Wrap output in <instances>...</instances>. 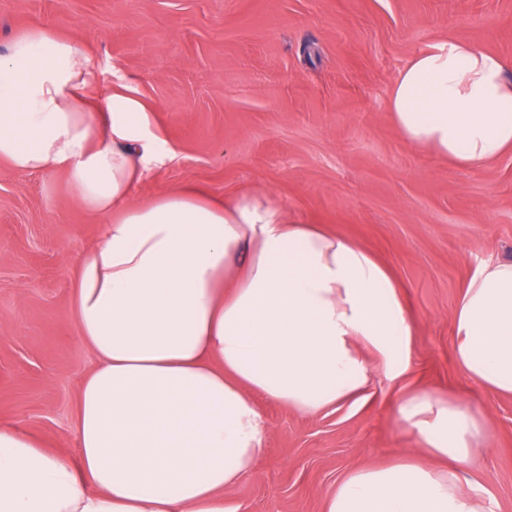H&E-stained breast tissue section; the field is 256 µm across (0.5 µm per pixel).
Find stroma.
<instances>
[{
    "mask_svg": "<svg viewBox=\"0 0 512 512\" xmlns=\"http://www.w3.org/2000/svg\"><path fill=\"white\" fill-rule=\"evenodd\" d=\"M81 41L101 102L120 72L153 110L174 157L133 187L144 201L191 183L216 197L266 190L289 214L369 247L413 318L409 366L365 400L315 416L265 397L261 466L224 494L227 512H324L344 474L418 455L394 418L431 390L480 408L475 477L512 512V395L456 362L453 310L489 260L512 257V151L468 169L408 144L389 108L415 54L451 39L512 65V0H0V55L28 27ZM105 217L64 172L0 161V421L75 458L78 390L95 366L71 292Z\"/></svg>",
    "mask_w": 512,
    "mask_h": 512,
    "instance_id": "1",
    "label": "stroma"
}]
</instances>
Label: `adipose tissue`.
<instances>
[{"label":"adipose tissue","instance_id":"1","mask_svg":"<svg viewBox=\"0 0 512 512\" xmlns=\"http://www.w3.org/2000/svg\"><path fill=\"white\" fill-rule=\"evenodd\" d=\"M92 77L82 43L40 26L0 57V159L65 172L79 205L107 219L71 298L98 359L78 393V458L0 421V512H225V490L264 457L256 396L305 415L361 399L374 369L406 370L413 320L366 246L270 195L185 184L132 201L173 150L131 91L96 117ZM390 112L414 146L462 167L494 160L512 150V67L447 41L398 72ZM453 322L462 370L511 395L512 259L474 275ZM395 419L422 456L349 470L324 512H493L470 470L481 409L422 390Z\"/></svg>","mask_w":512,"mask_h":512}]
</instances>
